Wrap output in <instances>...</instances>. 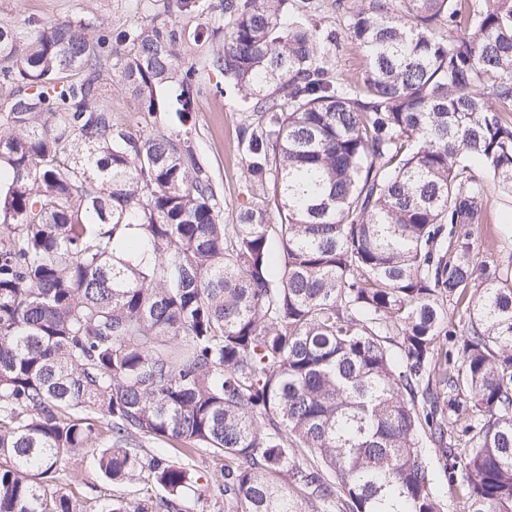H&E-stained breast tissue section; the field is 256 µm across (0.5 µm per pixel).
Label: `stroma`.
<instances>
[{
	"label": "stroma",
	"mask_w": 512,
	"mask_h": 512,
	"mask_svg": "<svg viewBox=\"0 0 512 512\" xmlns=\"http://www.w3.org/2000/svg\"><path fill=\"white\" fill-rule=\"evenodd\" d=\"M161 0H0V25H18L36 16L44 19H67L96 13L113 26L144 24L161 11ZM223 76L214 71L203 74L199 81L194 112L187 123H179L174 113L159 112L156 127L166 132L187 128L192 145L210 170L222 201L224 223H232L239 203L246 200L251 189L244 178V149L239 130L246 122V113L237 95L222 91ZM483 222L477 228L485 245L477 262L500 266L512 256V194L490 188ZM60 493L83 502L91 512L101 503L128 499L138 502L147 497H162L161 489H147L145 484L108 480L89 455L73 456L55 482Z\"/></svg>",
	"instance_id": "obj_1"
}]
</instances>
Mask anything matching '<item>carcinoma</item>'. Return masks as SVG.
<instances>
[{
  "mask_svg": "<svg viewBox=\"0 0 512 512\" xmlns=\"http://www.w3.org/2000/svg\"><path fill=\"white\" fill-rule=\"evenodd\" d=\"M203 37L272 189L233 224L188 132L147 130L192 112ZM0 84V512H80L51 481L89 453L179 512L201 450L239 512H444L443 483L512 512V256L476 265L472 229L488 184L512 193V0L29 18L0 25ZM363 67L362 56L343 41L342 37L339 48H336L334 56V72L347 77L356 76ZM128 97L124 86L118 82L117 77L112 76V111L118 121L135 127L138 117L130 108Z\"/></svg>",
  "mask_w": 512,
  "mask_h": 512,
  "instance_id": "1",
  "label": "carcinoma"
}]
</instances>
